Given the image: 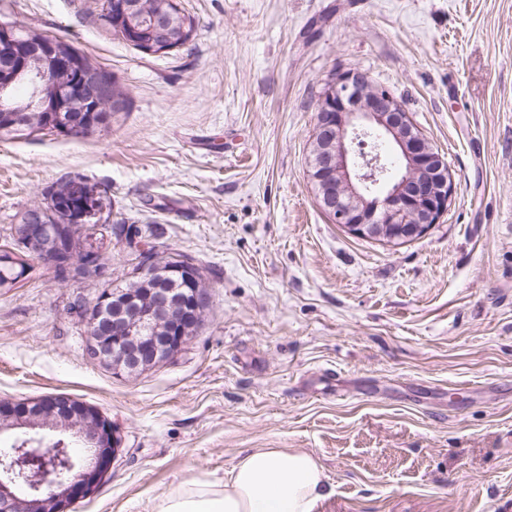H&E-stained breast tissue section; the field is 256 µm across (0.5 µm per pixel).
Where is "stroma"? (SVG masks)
I'll return each mask as SVG.
<instances>
[{"instance_id":"obj_1","label":"stroma","mask_w":512,"mask_h":512,"mask_svg":"<svg viewBox=\"0 0 512 512\" xmlns=\"http://www.w3.org/2000/svg\"><path fill=\"white\" fill-rule=\"evenodd\" d=\"M102 0H0V20L70 43L129 107L70 140L0 137V249L59 178L103 184L112 221L205 269L211 307L159 366L87 352L101 280L34 260L0 288V399L64 394L121 438L69 512H155L248 448L324 466L317 512H512V0H179L190 40L146 54ZM358 68L447 159L448 211L423 238L356 239L308 177L325 82Z\"/></svg>"}]
</instances>
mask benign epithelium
<instances>
[{"instance_id": "benign-epithelium-1", "label": "benign epithelium", "mask_w": 512, "mask_h": 512, "mask_svg": "<svg viewBox=\"0 0 512 512\" xmlns=\"http://www.w3.org/2000/svg\"><path fill=\"white\" fill-rule=\"evenodd\" d=\"M112 24L127 29L147 54L170 50L157 41L162 34L186 27L177 0L141 22L135 6L112 0ZM0 57L12 62L0 74V112H39L63 130L62 112L78 99L89 112L96 92L112 77L101 71L81 72V59L48 35L22 38L17 25L0 22ZM26 90L30 104L15 108L12 98ZM316 173L310 176L321 208L336 224L363 240L398 247L424 237L448 211L455 182L446 158L432 145L411 113L386 88L363 71L336 75L322 95L312 133ZM86 185L69 182L63 198L84 201ZM73 235L63 224H47L42 212L30 211L16 240L27 253L87 262L72 249ZM132 264L141 288L108 289L101 302L112 304V321L101 332L98 317L89 320L90 356L119 374H136L178 352L198 327L207 295L195 266L181 257L165 267L150 250L133 246ZM12 436L0 450V512H68L89 498L108 473L118 434L97 408L66 395L51 399H0V437ZM51 441L50 453L65 461V474L44 485L22 486L17 457L34 442ZM89 452L76 459L72 444Z\"/></svg>"}]
</instances>
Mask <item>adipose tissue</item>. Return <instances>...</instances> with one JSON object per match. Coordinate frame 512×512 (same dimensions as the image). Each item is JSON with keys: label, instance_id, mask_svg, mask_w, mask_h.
Listing matches in <instances>:
<instances>
[{"label": "adipose tissue", "instance_id": "1", "mask_svg": "<svg viewBox=\"0 0 512 512\" xmlns=\"http://www.w3.org/2000/svg\"><path fill=\"white\" fill-rule=\"evenodd\" d=\"M333 493L322 463L296 448H250L223 480L171 486L157 512H316Z\"/></svg>", "mask_w": 512, "mask_h": 512}]
</instances>
